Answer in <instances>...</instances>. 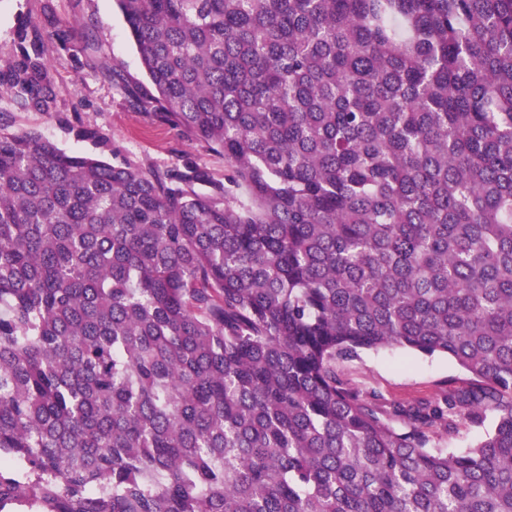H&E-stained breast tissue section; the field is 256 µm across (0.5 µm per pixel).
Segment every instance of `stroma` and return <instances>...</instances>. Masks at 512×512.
<instances>
[{
  "label": "stroma",
  "instance_id": "35a3bbf8",
  "mask_svg": "<svg viewBox=\"0 0 512 512\" xmlns=\"http://www.w3.org/2000/svg\"><path fill=\"white\" fill-rule=\"evenodd\" d=\"M27 15L69 33V50L54 72L58 112L51 116L27 112L10 98H0V124L8 131L36 132L65 152L112 164L127 160L164 171L190 161L223 177L222 154L130 107L102 74L99 64L104 61L132 80L144 79L136 47L113 0H0V66L9 58L19 18ZM90 28L100 42L95 58L83 50L84 34ZM81 127L100 130L105 143L77 138L75 132ZM343 370L354 387L377 392L388 403L432 401L447 389L449 381L466 379L465 372L447 356H427L399 347L362 352L344 363Z\"/></svg>",
  "mask_w": 512,
  "mask_h": 512
}]
</instances>
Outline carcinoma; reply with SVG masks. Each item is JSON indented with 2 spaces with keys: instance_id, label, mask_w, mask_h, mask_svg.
Masks as SVG:
<instances>
[{
  "instance_id": "1",
  "label": "carcinoma",
  "mask_w": 512,
  "mask_h": 512,
  "mask_svg": "<svg viewBox=\"0 0 512 512\" xmlns=\"http://www.w3.org/2000/svg\"><path fill=\"white\" fill-rule=\"evenodd\" d=\"M115 3L154 93L102 74L224 179L0 131V512H512V0ZM391 346L468 379L340 369ZM357 389L376 391L387 403L434 401L448 389V381H465L466 373L445 355L427 356L404 348L368 350L343 364ZM484 430L475 427H461L455 436H448L444 432L434 434L433 445L445 448L448 452H458L476 444L482 437Z\"/></svg>"
}]
</instances>
